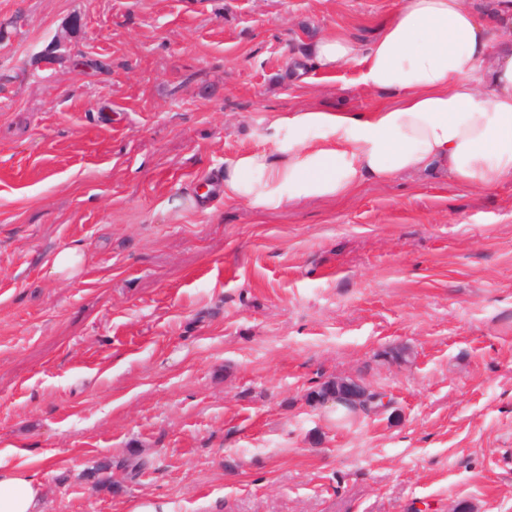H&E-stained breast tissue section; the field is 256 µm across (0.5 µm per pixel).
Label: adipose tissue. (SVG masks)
Here are the masks:
<instances>
[{"label":"adipose tissue","instance_id":"adipose-tissue-1","mask_svg":"<svg viewBox=\"0 0 512 512\" xmlns=\"http://www.w3.org/2000/svg\"><path fill=\"white\" fill-rule=\"evenodd\" d=\"M306 53L321 74L355 70L386 101L272 113L267 147L219 174L225 203L275 211L432 170L465 190L512 183V0H402L371 41L329 32ZM27 454L0 450V512H40Z\"/></svg>","mask_w":512,"mask_h":512}]
</instances>
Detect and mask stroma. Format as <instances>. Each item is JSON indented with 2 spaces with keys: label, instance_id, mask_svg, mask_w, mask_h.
I'll return each mask as SVG.
<instances>
[{
  "label": "stroma",
  "instance_id": "stroma-1",
  "mask_svg": "<svg viewBox=\"0 0 512 512\" xmlns=\"http://www.w3.org/2000/svg\"><path fill=\"white\" fill-rule=\"evenodd\" d=\"M400 4L0 0V449L56 460L42 512H512V183L195 202L271 113L380 101L288 61ZM334 377L389 407L337 423ZM82 259V254L76 248H65L54 255L52 268L66 278L75 277L82 270ZM349 380L350 379L345 378H330L324 380L310 391L308 395L309 400L318 404H323L326 402L325 404L320 405L322 407H335L333 404L335 403L337 408V404L339 402H336V399L339 401L347 402L344 395L348 393V386L346 382ZM383 396H385V394L371 390L366 399L359 401L358 403L349 404L348 409L342 407L341 405H338V408H344L348 410L349 413L353 414H374L377 413L381 407H385L382 402Z\"/></svg>",
  "mask_w": 512,
  "mask_h": 512
}]
</instances>
